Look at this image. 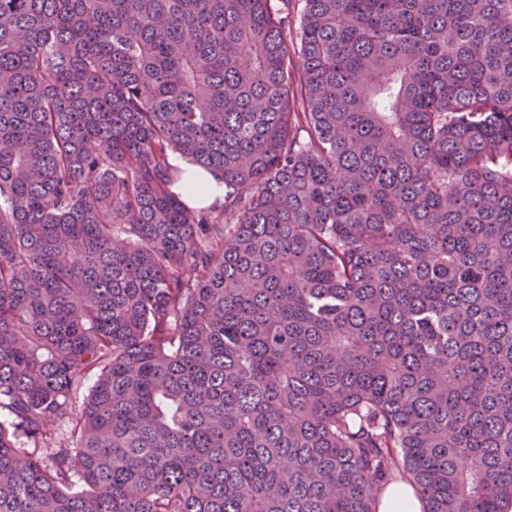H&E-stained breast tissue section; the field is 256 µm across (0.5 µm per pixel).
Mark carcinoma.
Segmentation results:
<instances>
[{
    "label": "carcinoma",
    "instance_id": "obj_1",
    "mask_svg": "<svg viewBox=\"0 0 512 512\" xmlns=\"http://www.w3.org/2000/svg\"><path fill=\"white\" fill-rule=\"evenodd\" d=\"M396 480L512 503V0H0V512ZM173 167L185 169L181 180L172 185V192L190 207H206L215 202H224V182L217 180L212 173L197 167L179 155H173Z\"/></svg>",
    "mask_w": 512,
    "mask_h": 512
}]
</instances>
